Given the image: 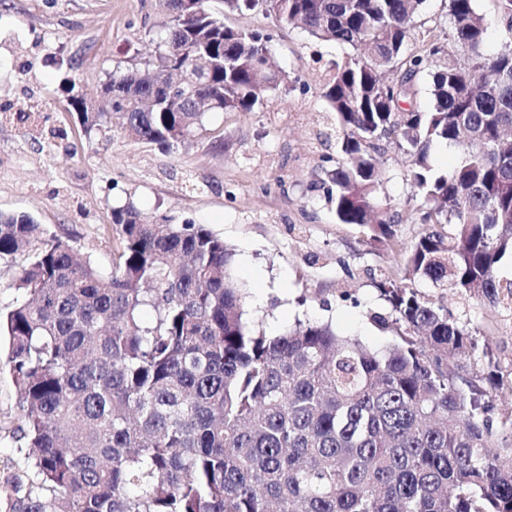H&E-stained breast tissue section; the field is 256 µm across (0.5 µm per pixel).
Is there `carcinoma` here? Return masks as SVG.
Instances as JSON below:
<instances>
[{"instance_id": "1", "label": "carcinoma", "mask_w": 512, "mask_h": 512, "mask_svg": "<svg viewBox=\"0 0 512 512\" xmlns=\"http://www.w3.org/2000/svg\"><path fill=\"white\" fill-rule=\"evenodd\" d=\"M421 4L224 0V13L260 11L347 50L312 52L336 128L324 174L337 222L394 249L405 279L512 313V281L499 276L512 254V40L488 49L474 0H448L444 41L422 37ZM163 5L165 50L106 83L112 111L77 113L86 132L116 125L168 150L206 113L251 112L288 82L267 67L269 36ZM205 52V78L182 91L160 82L194 74ZM387 139L420 200L410 218L423 231L408 244L400 212L378 203L374 154ZM439 145L461 153L445 173L431 163ZM112 229L105 281L30 216L0 214V257L30 256L15 282L27 300L0 313L27 465L0 512H512V413L495 405L498 363H472L481 331L470 318L385 280L380 322L395 343L383 353L330 322L267 336L243 322L233 253L204 225L146 223L129 201L112 208Z\"/></svg>"}]
</instances>
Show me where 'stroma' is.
<instances>
[{
    "label": "stroma",
    "mask_w": 512,
    "mask_h": 512,
    "mask_svg": "<svg viewBox=\"0 0 512 512\" xmlns=\"http://www.w3.org/2000/svg\"><path fill=\"white\" fill-rule=\"evenodd\" d=\"M207 6L227 25L271 35L273 61L289 80L253 111L206 114L191 144L163 153L117 130L108 140L86 134L68 109L72 96L144 70L163 50L169 17L160 0H0V213L29 214L105 276L117 243L113 206L130 201L150 220L205 225L233 252L253 330L277 336L300 321H329L342 336L387 349L392 333L372 316L389 312L378 283L399 278L400 259L337 223L321 187L324 158L336 149L320 142L331 120L306 34L259 12L225 13L222 0ZM22 109L38 113L37 125L15 119ZM377 158L382 205L409 213L407 158L386 141ZM414 286L469 316L495 357L512 363V314L424 280ZM19 415L1 338L0 485L25 469L11 436Z\"/></svg>",
    "instance_id": "1"
}]
</instances>
